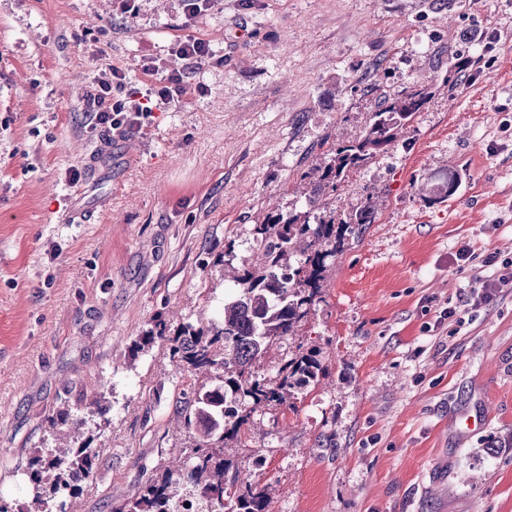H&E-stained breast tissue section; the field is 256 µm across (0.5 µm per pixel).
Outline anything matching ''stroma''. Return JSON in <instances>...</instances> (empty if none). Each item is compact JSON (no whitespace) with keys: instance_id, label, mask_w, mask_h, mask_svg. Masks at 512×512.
<instances>
[{"instance_id":"obj_1","label":"stroma","mask_w":512,"mask_h":512,"mask_svg":"<svg viewBox=\"0 0 512 512\" xmlns=\"http://www.w3.org/2000/svg\"><path fill=\"white\" fill-rule=\"evenodd\" d=\"M125 3L0 0V501L31 507L27 461L71 440L49 423L65 404L110 407L86 426L98 466L66 512H111L191 455L197 436L176 414L189 379L166 342L135 341L160 316L216 321L224 253L253 257L255 221L293 207L291 171L324 136L363 130L371 87L431 79L452 42L475 78L433 97L409 147L339 188L337 208L369 191L379 217L260 363L272 378L314 347L325 376L259 408L231 456L269 512H512V290L437 322L480 273L458 266L459 247L512 258V0H214L191 28L183 0ZM187 35L214 58L187 68L174 52ZM152 57L187 70L190 91L152 98L143 131L92 130L94 79L116 68L146 91ZM452 170L459 192L434 195ZM86 206L91 222L70 221Z\"/></svg>"}]
</instances>
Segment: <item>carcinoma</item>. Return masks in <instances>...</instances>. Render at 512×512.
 <instances>
[{"instance_id": "obj_1", "label": "carcinoma", "mask_w": 512, "mask_h": 512, "mask_svg": "<svg viewBox=\"0 0 512 512\" xmlns=\"http://www.w3.org/2000/svg\"><path fill=\"white\" fill-rule=\"evenodd\" d=\"M448 52V75L427 83L376 96L362 133L347 142L326 136L315 162L296 173L294 208L272 209L253 225L266 254L227 271L235 294L224 301L220 322L206 327L182 323L169 334L168 322L154 321L140 337L145 344L162 340L177 368L193 379L182 392L184 427L199 433V443L185 468L150 478L112 512H177V485L189 483L208 512H268L265 491L232 469L224 449L242 441L253 415L263 406L282 405L295 392L316 385L326 367L313 351L298 349L269 379L255 369L277 341L295 335L327 287L329 261L341 254L367 226L375 223L378 204L372 195L348 210L331 207L336 192L352 177L389 157L397 144L409 146L403 134L441 86L453 90L466 78L471 58L453 47ZM108 409L96 401L82 410H60L52 424L80 429L86 418L106 419ZM92 437L77 435L57 454L35 453L27 476L33 490L34 512H53L58 500L76 498L92 482L98 453Z\"/></svg>"}]
</instances>
